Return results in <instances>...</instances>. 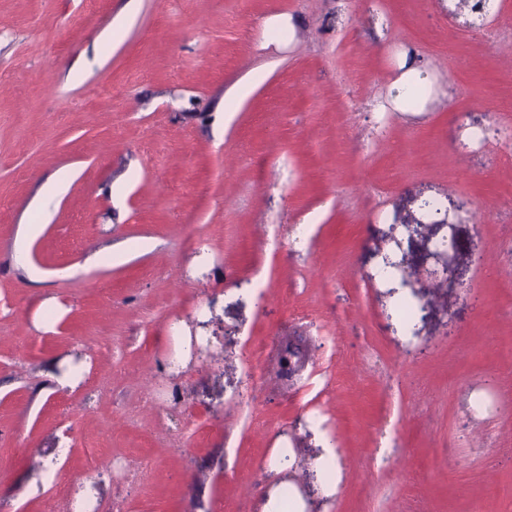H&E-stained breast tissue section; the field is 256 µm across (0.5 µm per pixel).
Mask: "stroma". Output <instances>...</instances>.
<instances>
[{
	"mask_svg": "<svg viewBox=\"0 0 512 512\" xmlns=\"http://www.w3.org/2000/svg\"><path fill=\"white\" fill-rule=\"evenodd\" d=\"M470 21L466 0H0V512H264L288 488L304 512H508L512 154L468 135L512 127V0ZM404 47L429 111L391 107ZM175 329L207 357L171 369Z\"/></svg>",
	"mask_w": 512,
	"mask_h": 512,
	"instance_id": "1",
	"label": "stroma"
}]
</instances>
